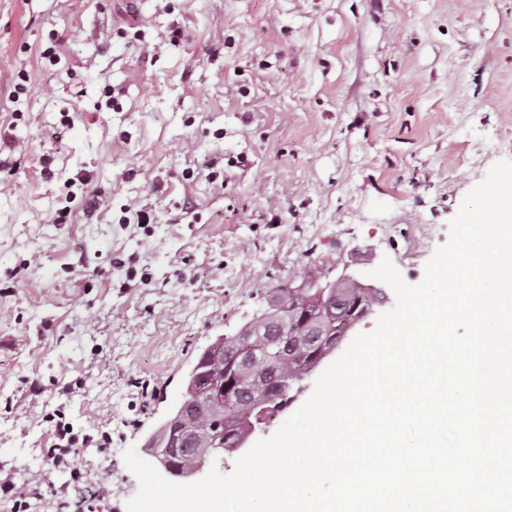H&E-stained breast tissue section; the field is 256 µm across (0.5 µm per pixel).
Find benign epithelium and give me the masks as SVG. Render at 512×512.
Instances as JSON below:
<instances>
[{
	"label": "benign epithelium",
	"instance_id": "7a95c632",
	"mask_svg": "<svg viewBox=\"0 0 512 512\" xmlns=\"http://www.w3.org/2000/svg\"><path fill=\"white\" fill-rule=\"evenodd\" d=\"M314 288L319 289L317 297L319 303L324 305L322 317L319 319L311 318L306 309L307 296ZM336 288H359L365 294L374 293V296L370 301L363 298L356 301L348 309L347 315L337 318L334 294ZM386 301V293L382 288L365 284L356 275L345 271L333 279L327 272L307 274L269 290L266 293L265 313L253 317L234 334L238 344L233 349V377L210 380L211 394L207 403L214 414L220 415L224 412L226 393L233 394L239 399H246L253 406L254 419L234 438L232 448L238 450L247 447L256 428L288 408L303 390L301 386L295 387L286 382L278 383L277 389L282 391V397L271 408L267 407L266 401L259 398L261 390L257 389L250 394L240 391V382L253 375L250 354L255 340H278L290 350L303 337H312L316 345V358L306 372L309 376L336 350L350 331L371 315L375 307L384 305ZM224 340L226 337L221 335L202 350L184 383L181 403L161 426L160 435H152L147 440L145 452L157 462L162 474L168 478L178 477L190 483L196 481L204 472L205 462L201 461L190 468H184L178 465V459L183 452L197 447L201 440V435L193 426L192 419L187 417V412L199 397L197 382L208 363L226 354Z\"/></svg>",
	"mask_w": 512,
	"mask_h": 512
}]
</instances>
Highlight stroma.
Instances as JSON below:
<instances>
[{
	"label": "stroma",
	"instance_id": "1",
	"mask_svg": "<svg viewBox=\"0 0 512 512\" xmlns=\"http://www.w3.org/2000/svg\"><path fill=\"white\" fill-rule=\"evenodd\" d=\"M0 159V479L125 512L123 451L267 288L422 281L512 159V0H0ZM57 409L110 448L56 462Z\"/></svg>",
	"mask_w": 512,
	"mask_h": 512
}]
</instances>
